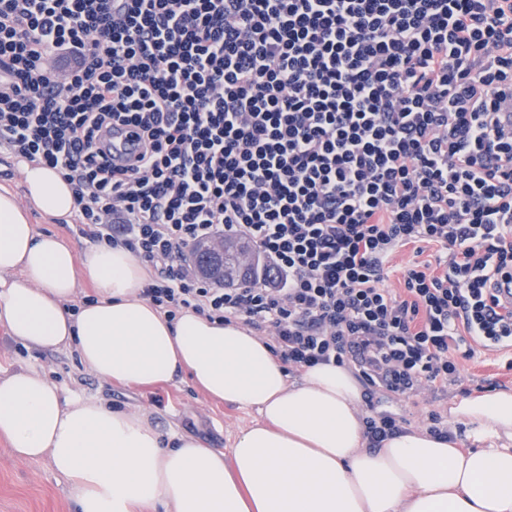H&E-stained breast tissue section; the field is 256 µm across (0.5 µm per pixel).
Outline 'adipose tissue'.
Here are the masks:
<instances>
[{
  "instance_id": "adipose-tissue-1",
  "label": "adipose tissue",
  "mask_w": 512,
  "mask_h": 512,
  "mask_svg": "<svg viewBox=\"0 0 512 512\" xmlns=\"http://www.w3.org/2000/svg\"><path fill=\"white\" fill-rule=\"evenodd\" d=\"M20 170L32 206L70 219L76 204L58 174L27 163ZM27 208L0 193V322L14 339L41 351L74 346L115 383L150 386L184 372L211 397L258 414L223 452L146 415L64 397L30 370L4 373L0 436L21 456L48 458L78 512H512V391L450 407L480 448L419 428L370 448L349 369L320 364L290 382L241 324L192 312L168 320L141 296L145 270L131 252L77 253L36 233ZM81 267L99 297L74 312L67 303Z\"/></svg>"
}]
</instances>
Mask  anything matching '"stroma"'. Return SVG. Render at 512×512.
I'll use <instances>...</instances> for the list:
<instances>
[{
	"mask_svg": "<svg viewBox=\"0 0 512 512\" xmlns=\"http://www.w3.org/2000/svg\"><path fill=\"white\" fill-rule=\"evenodd\" d=\"M19 368L47 377L66 396L93 397L115 409L146 414L217 450H228L235 434L257 417L255 411L211 399L186 376L151 387L99 379L80 363L74 348L31 349L0 324V371ZM0 512H76V504L68 481L47 462L17 456L0 437Z\"/></svg>",
	"mask_w": 512,
	"mask_h": 512,
	"instance_id": "obj_1",
	"label": "stroma"
}]
</instances>
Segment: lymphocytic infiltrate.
<instances>
[{"mask_svg": "<svg viewBox=\"0 0 512 512\" xmlns=\"http://www.w3.org/2000/svg\"><path fill=\"white\" fill-rule=\"evenodd\" d=\"M511 102L512 0H0V145L152 268L168 319L351 370L372 448L407 423L384 400L470 393L474 347L512 370ZM225 235L262 283L193 271Z\"/></svg>", "mask_w": 512, "mask_h": 512, "instance_id": "lymphocytic-infiltrate-1", "label": "lymphocytic infiltrate"}]
</instances>
